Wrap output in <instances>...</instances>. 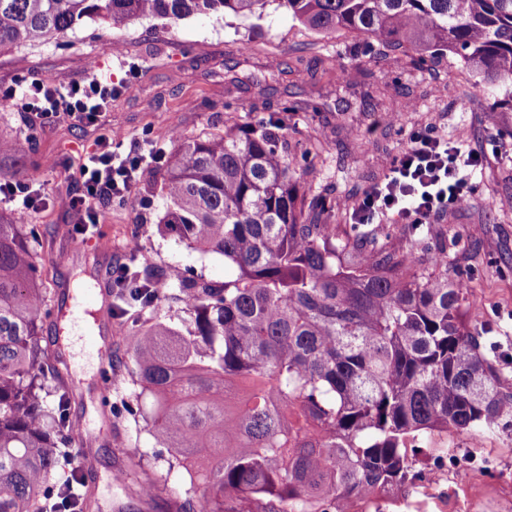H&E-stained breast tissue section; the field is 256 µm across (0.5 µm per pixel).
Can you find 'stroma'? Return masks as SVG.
I'll return each instance as SVG.
<instances>
[{
  "mask_svg": "<svg viewBox=\"0 0 512 512\" xmlns=\"http://www.w3.org/2000/svg\"><path fill=\"white\" fill-rule=\"evenodd\" d=\"M90 64L113 83H133V92L114 97L99 124L62 115L39 127L22 113L0 111V137L16 146L15 153L0 155V174L31 183L46 199L27 224L37 230L31 246L48 288L45 303L67 314L63 358L72 383L71 417L83 435L82 446L69 453L92 462L87 479L96 512H176L169 489L186 472L174 470L167 487L144 504L139 484L155 470L150 456L159 444L133 407V383L122 384L109 407L100 406V355L88 341V306L72 292V281L98 282L133 254L142 264L177 268L217 286L225 273L222 256L194 251L161 231L167 201L159 190L160 161L144 164L124 203L94 204L93 233L65 234L78 217L62 200L77 189L88 151L107 130L132 137L150 132L169 151L180 138L228 126L245 131L259 118L285 121L288 159L307 171L300 195L323 194L324 215L340 230L350 223L357 197L385 177L382 159L400 152L412 132L435 129L478 150L484 165L472 170L469 200L448 223L403 235L392 217L379 225L377 243L391 251L411 245L423 258L443 248L449 277L467 282L481 302L483 352L512 366V109L484 107L489 94L512 93V82L462 77V62L448 55L412 65L385 61L360 50L351 35L305 30L274 5L259 20L229 14L220 22L192 16L173 26L154 19L118 28L89 22L50 43L0 54V82L22 75L74 81ZM304 101L316 111H294ZM102 235L111 253L97 251ZM448 438L457 450L440 493H421L432 461L422 455L415 479L378 499L380 512H512V430L484 445L465 433L452 431Z\"/></svg>",
  "mask_w": 512,
  "mask_h": 512,
  "instance_id": "35a3bbf8",
  "label": "stroma"
}]
</instances>
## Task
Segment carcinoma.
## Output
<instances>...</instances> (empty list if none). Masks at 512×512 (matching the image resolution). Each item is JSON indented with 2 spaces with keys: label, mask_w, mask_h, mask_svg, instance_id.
<instances>
[{
  "label": "carcinoma",
  "mask_w": 512,
  "mask_h": 512,
  "mask_svg": "<svg viewBox=\"0 0 512 512\" xmlns=\"http://www.w3.org/2000/svg\"><path fill=\"white\" fill-rule=\"evenodd\" d=\"M271 0H0V52L47 43L88 21L176 23L205 14L262 18ZM304 29L346 31L365 50L415 62L448 52L476 77L512 81V0H276ZM283 124L184 139L167 159V231L236 270L217 287L179 278L190 320L125 337L139 396L167 448L177 512H380V494L412 478L419 447L450 430L512 428V379L480 352L471 289L444 253L421 267L411 248L353 241L318 223L298 195ZM131 308L165 299L169 280L132 271ZM43 288L21 225L0 218V512H93L68 448L80 435L59 355L40 345ZM51 379V392L44 382ZM244 397L225 406L226 383ZM205 491L197 495L196 486Z\"/></svg>",
  "instance_id": "obj_1"
}]
</instances>
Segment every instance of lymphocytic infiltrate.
Returning <instances> with one entry per match:
<instances>
[{
	"label": "lymphocytic infiltrate",
	"mask_w": 512,
	"mask_h": 512,
	"mask_svg": "<svg viewBox=\"0 0 512 512\" xmlns=\"http://www.w3.org/2000/svg\"><path fill=\"white\" fill-rule=\"evenodd\" d=\"M132 90V85L118 88L98 75L73 84L45 78L19 79L0 85V100L34 121L64 113L78 122L94 123L114 96ZM161 153V148L146 144L144 139L110 131L88 152L80 185L76 193L64 199V207L76 212L81 223H94L92 203L125 201L143 163ZM481 160L477 150L461 152L449 145L445 136L412 134L399 154L384 160V180L361 194L354 215L363 224H382L392 216L403 224L438 223L465 203L468 171Z\"/></svg>",
	"instance_id": "f902f5d3"
}]
</instances>
